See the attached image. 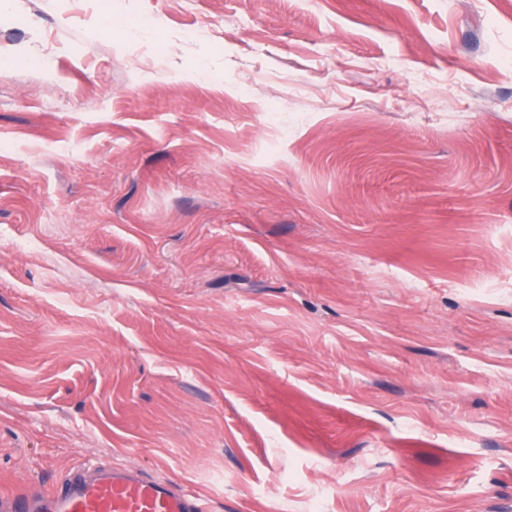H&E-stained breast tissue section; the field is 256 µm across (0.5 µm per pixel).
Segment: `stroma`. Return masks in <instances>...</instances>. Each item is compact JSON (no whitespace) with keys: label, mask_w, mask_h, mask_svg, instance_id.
<instances>
[{"label":"stroma","mask_w":512,"mask_h":512,"mask_svg":"<svg viewBox=\"0 0 512 512\" xmlns=\"http://www.w3.org/2000/svg\"><path fill=\"white\" fill-rule=\"evenodd\" d=\"M128 465L512 512V0H0V493Z\"/></svg>","instance_id":"stroma-1"}]
</instances>
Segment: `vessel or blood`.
I'll use <instances>...</instances> for the list:
<instances>
[{
    "mask_svg": "<svg viewBox=\"0 0 512 512\" xmlns=\"http://www.w3.org/2000/svg\"><path fill=\"white\" fill-rule=\"evenodd\" d=\"M195 493L132 468L75 474L58 489L0 494V512H205Z\"/></svg>",
    "mask_w": 512,
    "mask_h": 512,
    "instance_id": "1",
    "label": "vessel or blood"
}]
</instances>
